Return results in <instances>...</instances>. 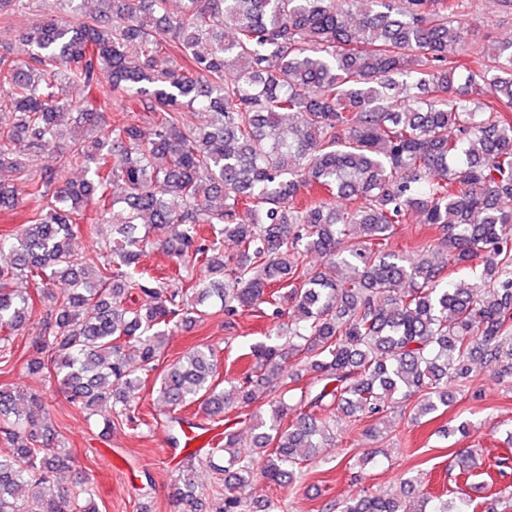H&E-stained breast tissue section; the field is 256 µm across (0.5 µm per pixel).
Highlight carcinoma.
<instances>
[{
	"label": "carcinoma",
	"instance_id": "obj_1",
	"mask_svg": "<svg viewBox=\"0 0 512 512\" xmlns=\"http://www.w3.org/2000/svg\"><path fill=\"white\" fill-rule=\"evenodd\" d=\"M109 9L69 24L50 15L22 38L27 59L0 52V168L42 202L0 233V360L34 308L19 278L70 281L43 292L26 369H50L86 419L151 426L132 396L155 369L173 328L224 315L269 322L248 370L219 380L216 352L192 347L160 375L169 412L194 409L211 425L236 411L242 433L190 457L224 476L215 512H255L239 489L302 476L339 415L368 420L377 437L392 405L413 419L445 411L473 382L479 357L512 379V40L493 55L476 19L453 0H100ZM106 82L112 124L84 94ZM134 94L149 129L126 119ZM89 139L60 148L57 171L37 161L69 121ZM78 167V185L60 174ZM318 188L300 201L303 190ZM342 199L345 204L335 205ZM112 218L102 260L70 239L87 207ZM439 236L405 255L396 226ZM236 246L224 253V241ZM157 247L178 263L165 281L142 266ZM312 253L323 270L305 264ZM482 261L479 280L461 271ZM150 302L132 307V298ZM311 382L296 385L299 372ZM268 390V411L254 409ZM44 399L0 389V512H68L56 474L65 448ZM479 449L458 459L465 485ZM494 503L512 509V459L496 461ZM27 489L19 501L15 490ZM198 486L178 476L175 502L194 510ZM74 512H93L80 504ZM341 512H477L464 489L410 504L367 491Z\"/></svg>",
	"mask_w": 512,
	"mask_h": 512
}]
</instances>
